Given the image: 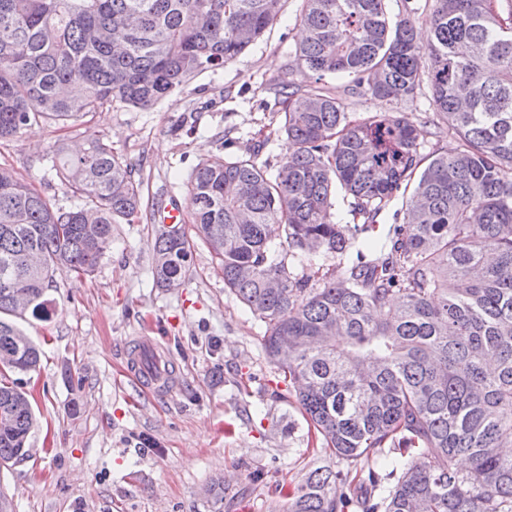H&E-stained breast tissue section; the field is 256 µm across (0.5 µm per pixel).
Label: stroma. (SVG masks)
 I'll return each instance as SVG.
<instances>
[{"instance_id":"1","label":"stroma","mask_w":512,"mask_h":512,"mask_svg":"<svg viewBox=\"0 0 512 512\" xmlns=\"http://www.w3.org/2000/svg\"><path fill=\"white\" fill-rule=\"evenodd\" d=\"M299 0H287L263 39L223 68L143 111L119 104L88 127L35 124L0 141V167L66 207L46 153L71 149L87 131L133 165L150 191L189 205V178L207 160L254 158L277 172L287 151L271 81H301L295 48ZM351 117L405 113L421 154L455 148L428 88L398 103L346 99ZM152 224L112 227V246L96 271L50 282L47 317L22 321L43 350L37 371L17 374L37 425L24 460L0 469V491L15 512H214L207 493L224 485L223 512H286L288 495L315 467L318 448L262 350L265 327L234 293L202 240H195L181 287H157ZM147 336L167 355L180 385L171 395L142 392L122 375L126 352Z\"/></svg>"}]
</instances>
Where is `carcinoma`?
<instances>
[{
  "instance_id": "cac0c4a2",
  "label": "carcinoma",
  "mask_w": 512,
  "mask_h": 512,
  "mask_svg": "<svg viewBox=\"0 0 512 512\" xmlns=\"http://www.w3.org/2000/svg\"><path fill=\"white\" fill-rule=\"evenodd\" d=\"M389 0H301L300 83L273 84L288 143L274 175L253 159L190 177L193 226L230 289L265 324L263 352L288 381L328 463L288 512H512V9L433 0L392 17ZM285 0H0V140L60 128L120 102L150 109L232 62ZM418 22L429 26L417 42ZM346 93L398 102L422 86L458 148L429 157L400 112L353 120ZM57 207L0 167V466L37 424L9 373L41 353L16 319L46 313V285L92 274L112 225L142 211V182L96 132L50 149ZM353 218L333 219L336 186ZM399 191L388 251L369 238ZM193 242L154 225L153 278L176 288ZM375 254L366 259L365 251ZM339 261L318 286L287 258ZM428 463H415L413 452Z\"/></svg>"
}]
</instances>
